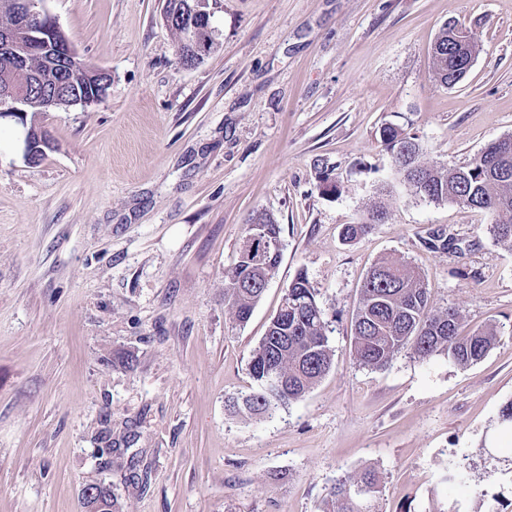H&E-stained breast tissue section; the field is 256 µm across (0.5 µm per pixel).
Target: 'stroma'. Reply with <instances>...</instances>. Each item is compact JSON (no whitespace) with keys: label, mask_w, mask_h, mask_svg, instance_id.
Instances as JSON below:
<instances>
[{"label":"stroma","mask_w":512,"mask_h":512,"mask_svg":"<svg viewBox=\"0 0 512 512\" xmlns=\"http://www.w3.org/2000/svg\"><path fill=\"white\" fill-rule=\"evenodd\" d=\"M164 0H44L107 94L35 116L52 148L25 159L0 120V512H83L89 484L120 512H317L375 470L380 512H512V250L483 210L432 203L396 176L379 131L418 136L454 170L512 135V0H221L220 46L181 65ZM485 50L433 79L440 26ZM330 174L340 185L323 193ZM387 217L343 242L376 203ZM284 248L246 325L224 304L253 214ZM446 229L457 248L422 239ZM385 256L421 270L463 332L495 325L468 368L437 354L359 365L357 290ZM333 363L300 401L231 415L252 350L298 272ZM460 473L457 481L449 473Z\"/></svg>","instance_id":"35a3bbf8"}]
</instances>
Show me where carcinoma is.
Returning a JSON list of instances; mask_svg holds the SVG:
<instances>
[{
  "instance_id": "1",
  "label": "carcinoma",
  "mask_w": 512,
  "mask_h": 512,
  "mask_svg": "<svg viewBox=\"0 0 512 512\" xmlns=\"http://www.w3.org/2000/svg\"><path fill=\"white\" fill-rule=\"evenodd\" d=\"M481 51L471 31L443 23L432 48L434 81L454 87L464 78L468 57ZM380 139L391 152L397 175L416 195L433 203L486 211L497 243L512 248V135L491 143L466 167L454 171L422 162L418 138L394 125L382 127ZM385 217L383 206L372 207L360 222L342 227L343 241L351 243L367 235ZM250 223L267 225L271 237L281 239V227L269 214L258 212ZM424 244L446 252L454 241L438 228L427 232ZM280 260L278 255L262 264L248 247H241L234 267L224 274V302L237 324L250 319ZM429 293L424 275L407 263L393 257L375 263L359 288L353 318L352 351L357 362L383 368L405 349L422 359L444 353L462 368L480 362L493 348L496 330L487 326L462 333L461 313L453 308L430 309ZM327 331L314 290L301 271L289 283L278 312L252 351L249 370L257 388L237 404L239 412L265 415L304 398L330 371L333 351ZM271 372L280 375L281 387L268 386ZM378 492L379 477L366 470L338 481L319 512H373L372 500ZM83 507L86 512H118L112 490L105 484L96 496L83 498Z\"/></svg>"
}]
</instances>
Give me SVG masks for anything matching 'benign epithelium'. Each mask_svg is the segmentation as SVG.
I'll list each match as a JSON object with an SVG mask.
<instances>
[{
	"label": "benign epithelium",
	"mask_w": 512,
	"mask_h": 512,
	"mask_svg": "<svg viewBox=\"0 0 512 512\" xmlns=\"http://www.w3.org/2000/svg\"><path fill=\"white\" fill-rule=\"evenodd\" d=\"M191 15V38L196 55L201 57L208 53L212 44L218 42L219 31L210 27L209 19L214 12L210 0H194ZM60 28L43 7L42 0H25L23 8L14 12L12 22L0 26V55L10 60L12 68L29 76L28 86L42 83L41 75L31 68V56L16 52L18 43L27 39L41 45L39 53L59 62L72 70L81 68L75 52L68 40L59 37ZM27 90L11 86L0 87V118L15 117L24 120L26 113ZM49 138L47 130L31 127L25 133V157L28 161L35 159L36 151L41 149ZM251 247H259L257 260L266 262L279 252L281 243L269 238L267 228L261 224L251 227L249 234Z\"/></svg>",
	"instance_id": "benign-epithelium-1"
}]
</instances>
